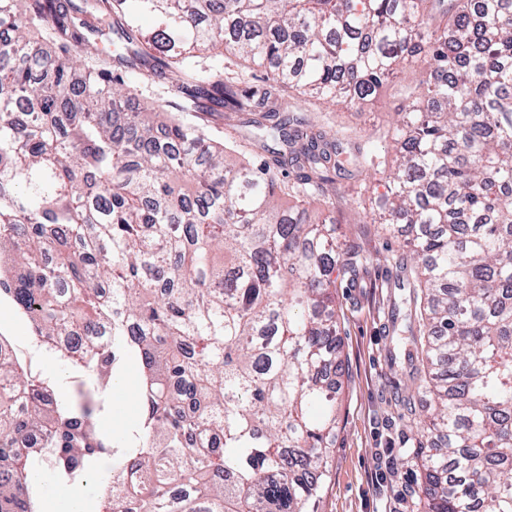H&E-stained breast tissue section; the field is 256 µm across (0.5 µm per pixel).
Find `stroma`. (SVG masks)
<instances>
[{
	"label": "stroma",
	"instance_id": "1",
	"mask_svg": "<svg viewBox=\"0 0 512 512\" xmlns=\"http://www.w3.org/2000/svg\"><path fill=\"white\" fill-rule=\"evenodd\" d=\"M425 76L423 64L414 63L365 101L360 112L328 107L314 117L347 151L385 149V132L401 102ZM173 77L167 69L132 87L127 111L140 110L151 99L163 111L179 112L181 99L166 94ZM363 182L376 195L386 191L381 175L367 170L336 181L338 231L373 261L337 290L342 366L333 370L332 378L340 386L338 424L317 512H418L422 471L402 463L405 449L417 445V423L407 411L408 382L388 356L404 239L385 236L364 213L358 195Z\"/></svg>",
	"mask_w": 512,
	"mask_h": 512
}]
</instances>
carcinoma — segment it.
<instances>
[{
    "instance_id": "carcinoma-1",
    "label": "carcinoma",
    "mask_w": 512,
    "mask_h": 512,
    "mask_svg": "<svg viewBox=\"0 0 512 512\" xmlns=\"http://www.w3.org/2000/svg\"><path fill=\"white\" fill-rule=\"evenodd\" d=\"M87 6L112 12L101 47L64 0H0V298L79 378L46 410L51 384L0 336V512H42L43 463L69 485L109 453L100 512H315L337 280L372 258L338 239L343 150L284 95L355 109L418 61L378 214L408 251L391 361L427 396L406 460L426 472L422 512H512V0ZM108 50L125 77L94 66ZM227 55L262 83L222 77ZM173 64L193 81L173 86L188 111L206 98L248 115L270 160L230 166L235 142L186 118L120 116L127 81ZM352 163L376 172L379 152ZM130 369L138 417L110 433L100 418Z\"/></svg>"
}]
</instances>
